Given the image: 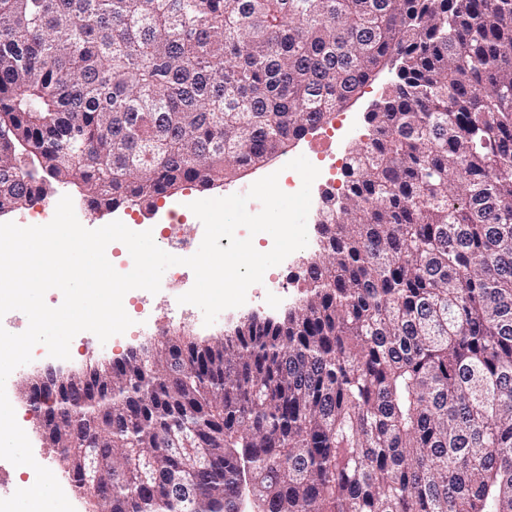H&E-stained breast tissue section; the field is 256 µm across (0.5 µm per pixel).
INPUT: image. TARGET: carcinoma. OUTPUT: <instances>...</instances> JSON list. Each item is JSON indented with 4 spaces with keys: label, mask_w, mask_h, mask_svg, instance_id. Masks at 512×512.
I'll list each match as a JSON object with an SVG mask.
<instances>
[{
    "label": "carcinoma",
    "mask_w": 512,
    "mask_h": 512,
    "mask_svg": "<svg viewBox=\"0 0 512 512\" xmlns=\"http://www.w3.org/2000/svg\"><path fill=\"white\" fill-rule=\"evenodd\" d=\"M396 80L281 321L60 388L93 512H512V0H0V212L151 209Z\"/></svg>",
    "instance_id": "carcinoma-1"
}]
</instances>
